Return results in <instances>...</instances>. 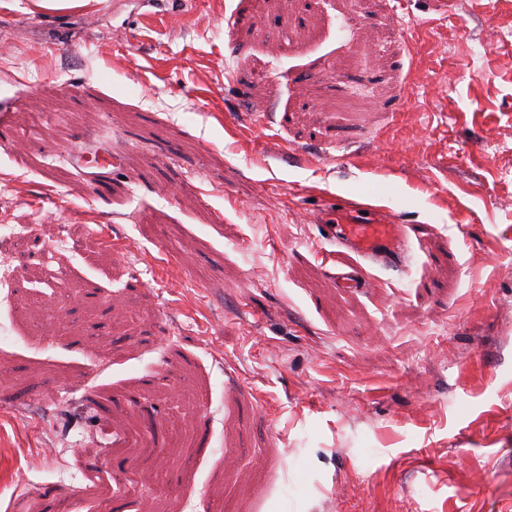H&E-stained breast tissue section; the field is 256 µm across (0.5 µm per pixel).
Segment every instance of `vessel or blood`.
Listing matches in <instances>:
<instances>
[{"mask_svg":"<svg viewBox=\"0 0 512 512\" xmlns=\"http://www.w3.org/2000/svg\"><path fill=\"white\" fill-rule=\"evenodd\" d=\"M323 230L326 239L362 259L382 265H395L404 259V227L387 214H379L371 224H327Z\"/></svg>","mask_w":512,"mask_h":512,"instance_id":"vessel-or-blood-1","label":"vessel or blood"}]
</instances>
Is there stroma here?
Listing matches in <instances>:
<instances>
[{
  "instance_id": "35a3bbf8",
  "label": "stroma",
  "mask_w": 512,
  "mask_h": 512,
  "mask_svg": "<svg viewBox=\"0 0 512 512\" xmlns=\"http://www.w3.org/2000/svg\"><path fill=\"white\" fill-rule=\"evenodd\" d=\"M3 224L89 251L0 288V512H512V6L0 0ZM324 224L325 238L349 252L382 265H397L405 256L404 225L380 213L373 224ZM124 436L119 439L122 444L119 448L124 452L132 455H143L144 453H160L163 449L152 448V445L145 442L139 433V425L137 422L123 429Z\"/></svg>"
}]
</instances>
